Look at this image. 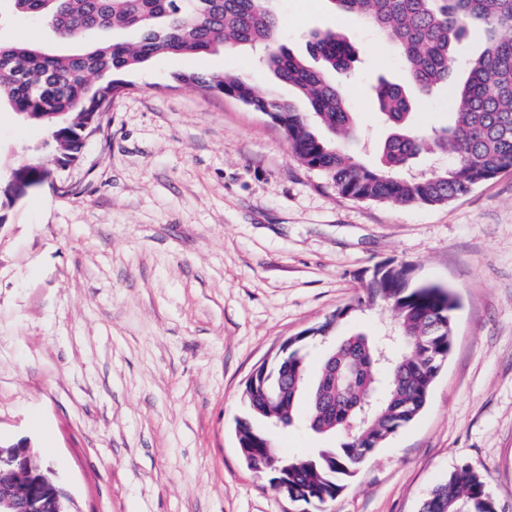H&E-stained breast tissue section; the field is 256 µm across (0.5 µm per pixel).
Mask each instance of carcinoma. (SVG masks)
Returning <instances> with one entry per match:
<instances>
[{"label":"carcinoma","instance_id":"carcinoma-1","mask_svg":"<svg viewBox=\"0 0 512 512\" xmlns=\"http://www.w3.org/2000/svg\"><path fill=\"white\" fill-rule=\"evenodd\" d=\"M13 15L46 23L57 41L83 43L78 52L54 51L31 42L0 40V107L52 131L56 164L78 160L85 129L126 86L123 70L167 53L204 54L219 48L264 43L275 46L265 65L293 85L310 111L255 94L239 75L181 77L203 90L230 95L283 127L293 155L321 172L336 192L358 201L397 205H440L512 169V0H330L342 15L364 18L398 47L410 81L424 93L448 86L456 45L474 34L484 51L470 60L466 81L454 87V122L424 140L411 126L413 101L405 89L383 81L376 104L391 132L382 165L368 168L346 154L338 141L355 133L353 113L342 91L279 44V22L265 0H5ZM116 28L138 32L133 44L87 38ZM309 48L327 68L347 71L357 51L337 30L311 33ZM321 124L331 137L316 130ZM448 152L450 163L428 175L408 173L420 153ZM451 289L419 280L411 264L380 262L363 294L325 322L290 338L281 355L260 366L246 382V412L236 421L242 453L262 465L272 488L301 506L324 512L358 466L385 440L423 410L433 380L451 353L454 338ZM382 305L394 318L398 352L380 358L385 341L363 333L347 336L326 354L307 383L308 347L333 335L351 313ZM308 403L307 426L339 436L335 448L310 458L280 460L272 436L255 426H291ZM419 512H498L483 475L466 464L436 484Z\"/></svg>","mask_w":512,"mask_h":512}]
</instances>
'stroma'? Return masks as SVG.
<instances>
[{"mask_svg":"<svg viewBox=\"0 0 512 512\" xmlns=\"http://www.w3.org/2000/svg\"><path fill=\"white\" fill-rule=\"evenodd\" d=\"M268 5L297 55L314 31L355 46L353 77L335 80L359 134L341 146L378 166L390 129L373 87L405 82L397 46L327 0ZM263 54H162L123 73L65 169L42 128L0 112V168L48 172L0 224V446L27 441L69 512H295L240 454L245 383L351 304L373 265L407 262L456 294L453 349L424 410L325 510L419 512L468 463L512 512V170L438 206L342 197L268 115L179 80L238 74L307 111ZM412 97L417 126L451 124L447 89ZM337 443L300 421L272 452Z\"/></svg>","mask_w":512,"mask_h":512,"instance_id":"obj_1","label":"stroma"}]
</instances>
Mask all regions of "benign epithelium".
<instances>
[{
	"label": "benign epithelium",
	"mask_w": 512,
	"mask_h": 512,
	"mask_svg": "<svg viewBox=\"0 0 512 512\" xmlns=\"http://www.w3.org/2000/svg\"><path fill=\"white\" fill-rule=\"evenodd\" d=\"M3 180L8 182L11 190L19 193L41 183L43 177L20 176L12 169L0 170V182ZM30 457V447L25 441L0 449V482L8 488L7 494L0 497V512H46L45 493L49 487L47 477L38 471L21 476Z\"/></svg>",
	"instance_id": "obj_1"
}]
</instances>
